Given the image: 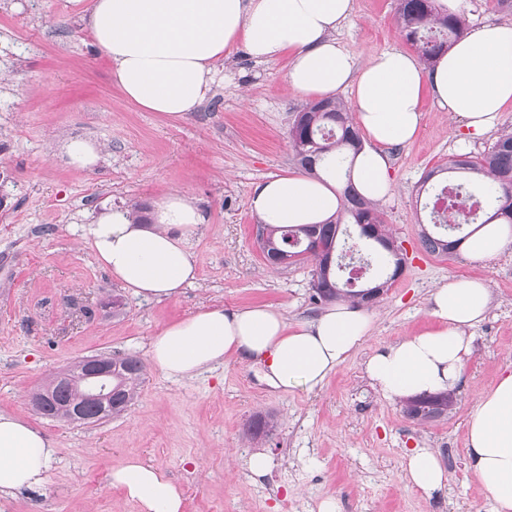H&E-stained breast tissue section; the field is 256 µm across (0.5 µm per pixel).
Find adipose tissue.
<instances>
[{
    "instance_id": "adipose-tissue-1",
    "label": "adipose tissue",
    "mask_w": 512,
    "mask_h": 512,
    "mask_svg": "<svg viewBox=\"0 0 512 512\" xmlns=\"http://www.w3.org/2000/svg\"><path fill=\"white\" fill-rule=\"evenodd\" d=\"M352 11L353 0H90L80 16L125 98L167 121L184 120L210 98L225 51L239 44L258 62L287 58L289 84L309 100L349 92L367 137L350 175L332 167L317 178L272 176L250 192L258 223L298 226L322 224L337 213L345 178L371 201L391 195L386 149L416 138L424 96L458 118L470 139L486 135L512 101V24L475 29L428 67L397 48L362 64L335 38ZM204 222L197 200L176 190L153 205L144 223L125 207L100 213L83 225L82 240L123 288L160 301L196 282L192 243ZM511 244L512 225L493 223L472 233L462 250L483 262ZM489 301L488 283L479 277L434 288L428 299L433 327L376 348L365 362L373 386L392 402L455 390L472 355L471 331L484 320ZM371 330V316L347 301L293 325L270 305L213 307L163 327L149 356L172 378H195L233 357L260 365L274 386L312 390ZM467 428L469 470L483 480L494 512H512L511 365L480 395ZM53 454L40 431L1 412L0 496L40 485ZM404 469L428 496L447 481L438 453L427 448L407 453ZM109 483L139 512H183L181 490L161 467L131 459L111 471Z\"/></svg>"
}]
</instances>
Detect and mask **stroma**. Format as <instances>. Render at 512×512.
Returning a JSON list of instances; mask_svg holds the SVG:
<instances>
[{
	"label": "stroma",
	"instance_id": "stroma-1",
	"mask_svg": "<svg viewBox=\"0 0 512 512\" xmlns=\"http://www.w3.org/2000/svg\"><path fill=\"white\" fill-rule=\"evenodd\" d=\"M397 0H354L336 38L359 62L406 49ZM305 102L287 81V62L258 63L244 46L224 59L213 99L171 123L127 101L72 0H0V411L49 437L54 458L41 486L0 498V512H138L109 485L128 459L160 466L180 486L183 512H492L467 468V417L479 393L512 364V247L486 262L432 255L420 245L429 220L422 179L459 154L478 155L512 126L506 104L493 131L466 142L457 118L422 101L416 139L389 150L394 188L382 201L401 246L403 273L369 311L372 334L321 386L277 389L235 359L187 380L147 367L123 414L79 425L38 414L32 394L87 356L147 359L164 326L213 306L281 308L289 321L320 311L312 265H266L248 208L255 183L298 172L288 144L290 115ZM99 144L94 169L69 166L55 149L66 138ZM199 199L206 218L194 243L197 282L174 299L135 297L83 245L81 227L103 208L149 207L172 190ZM458 277L486 279L491 305L474 329L473 355L447 416L419 424L389 402L364 371L367 356L432 327L430 291ZM275 414L270 433L249 440L248 422ZM438 453L443 490L425 496L403 471L408 450ZM266 452L269 473L250 474Z\"/></svg>",
	"mask_w": 512,
	"mask_h": 512
}]
</instances>
